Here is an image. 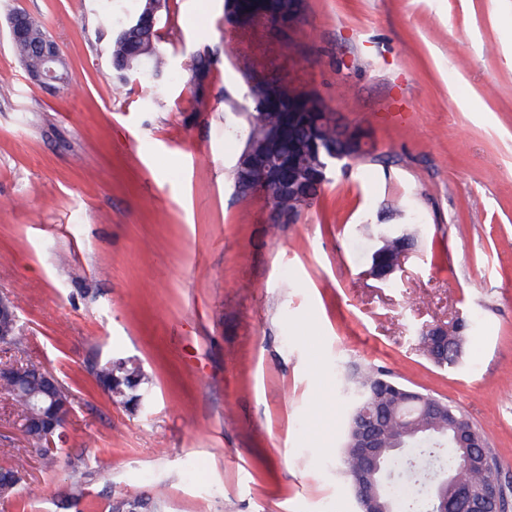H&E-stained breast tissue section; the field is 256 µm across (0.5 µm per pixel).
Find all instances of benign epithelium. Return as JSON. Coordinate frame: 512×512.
Masks as SVG:
<instances>
[{
  "instance_id": "benign-epithelium-1",
  "label": "benign epithelium",
  "mask_w": 512,
  "mask_h": 512,
  "mask_svg": "<svg viewBox=\"0 0 512 512\" xmlns=\"http://www.w3.org/2000/svg\"><path fill=\"white\" fill-rule=\"evenodd\" d=\"M236 7L230 16L228 25L237 27L264 19L271 12L270 0H235ZM32 17L27 13H17L9 18L8 35L12 42L20 41L24 36V28L30 24ZM42 59V67L27 71L28 76L40 84L63 83L67 78L66 62L57 43L50 37L44 38L37 46ZM306 96L302 92L288 90V108H283L279 99H268L255 112L254 122L263 131L258 147L246 151L254 169L258 170L263 180L277 186L276 195L283 198L296 199L301 204L312 201L315 190L321 180L322 168L314 167L307 162H295L292 157H283L275 165L271 164L270 150L292 145L298 133V118ZM323 128L330 130L324 144L317 145L316 151L327 146V152L339 154L344 159L348 152L360 151L358 141L350 134L334 129L330 114L323 112L320 120ZM415 246L402 243L389 256L388 266L384 272L370 267L368 274L377 280H386L396 271L403 258L408 256ZM17 303L6 293L0 294V335L11 332L16 327ZM461 327L455 323L451 328L434 326L427 329L425 350L432 358L448 354V341L453 339ZM37 381L42 387L61 390L58 379L50 371L16 364H0V387H10L16 381ZM412 401L417 404L420 416L437 418L445 421L439 404L420 393L405 392L392 396L377 398L372 410L365 411L353 424L356 447L352 449L355 462L354 477L361 488V512H386L387 504L381 502L388 487V469L383 466L387 436L391 434L390 426L384 423L382 413L390 405ZM64 410L47 411L44 407H35L29 418L21 421L19 428L22 434L33 430L42 437V451H55L54 437L60 435L63 425ZM500 488L502 484L494 479L479 488L471 486L470 477L461 471H439L423 486V493L432 502L434 512H487L489 503H501Z\"/></svg>"
}]
</instances>
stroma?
Here are the masks:
<instances>
[{"label": "stroma", "instance_id": "1", "mask_svg": "<svg viewBox=\"0 0 512 512\" xmlns=\"http://www.w3.org/2000/svg\"><path fill=\"white\" fill-rule=\"evenodd\" d=\"M172 70L116 88L109 0H0V292L28 336L11 361L69 392L63 447L100 475L70 512L162 492L163 512H358L341 448L348 379L370 366L451 402L512 481V0H306L291 42L224 23V0H170ZM57 42L65 83L33 82L7 17ZM217 59L205 105L188 64ZM318 96L362 153L293 223L234 194L238 70ZM398 103L402 120L385 109ZM421 219L389 279L364 224ZM467 319L441 370L418 337ZM154 382L148 412L88 366L112 353ZM0 393V467L25 474L0 512H56L67 462L42 470Z\"/></svg>", "mask_w": 512, "mask_h": 512}]
</instances>
